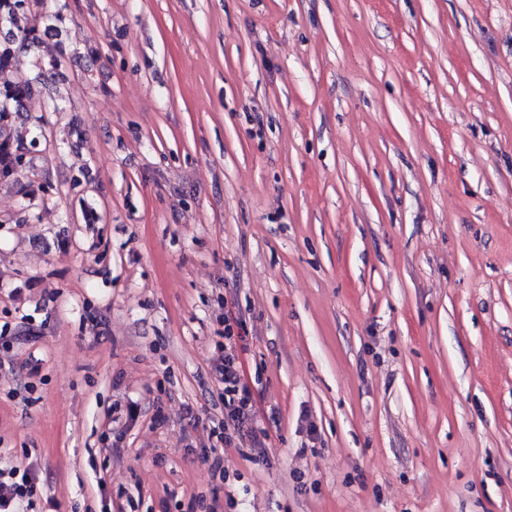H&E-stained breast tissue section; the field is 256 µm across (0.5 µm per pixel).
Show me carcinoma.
<instances>
[{
	"label": "carcinoma",
	"mask_w": 512,
	"mask_h": 512,
	"mask_svg": "<svg viewBox=\"0 0 512 512\" xmlns=\"http://www.w3.org/2000/svg\"><path fill=\"white\" fill-rule=\"evenodd\" d=\"M30 0H0V70L8 68L18 50L40 51L43 37L54 31L48 24L40 26L29 10ZM61 63L54 56L39 62L35 79L19 78L0 85V183L13 182L26 165L27 152L14 143L11 127L15 114L21 112L32 96L36 84L60 79Z\"/></svg>",
	"instance_id": "obj_1"
}]
</instances>
